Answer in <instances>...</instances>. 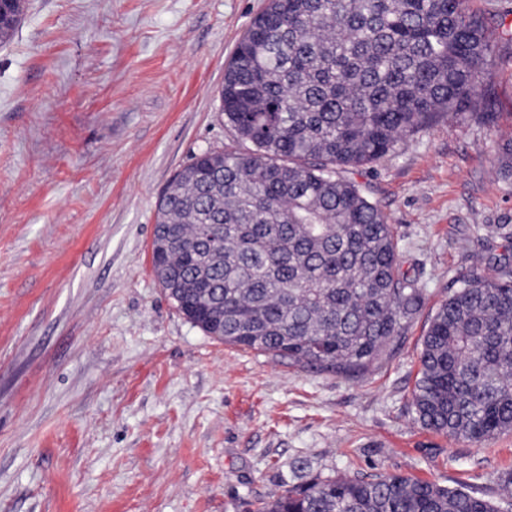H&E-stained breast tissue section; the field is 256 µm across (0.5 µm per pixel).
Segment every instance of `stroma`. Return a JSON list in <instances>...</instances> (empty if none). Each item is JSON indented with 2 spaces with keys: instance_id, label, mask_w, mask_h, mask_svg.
<instances>
[{
  "instance_id": "obj_1",
  "label": "stroma",
  "mask_w": 512,
  "mask_h": 512,
  "mask_svg": "<svg viewBox=\"0 0 512 512\" xmlns=\"http://www.w3.org/2000/svg\"><path fill=\"white\" fill-rule=\"evenodd\" d=\"M267 0H28L0 45V512H257L315 477L399 474L496 502L512 431L424 428L422 340L504 243L512 0H472L495 63L473 108L347 170L393 224L424 303L349 376L224 344L152 272L159 196L224 125V65ZM495 115L482 123V112Z\"/></svg>"
}]
</instances>
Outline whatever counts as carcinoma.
<instances>
[{"instance_id":"cac0c4a2","label":"carcinoma","mask_w":512,"mask_h":512,"mask_svg":"<svg viewBox=\"0 0 512 512\" xmlns=\"http://www.w3.org/2000/svg\"><path fill=\"white\" fill-rule=\"evenodd\" d=\"M25 0L0 4L7 43ZM469 0H268L224 67L239 148L195 156L160 199L153 272L215 340L337 374L366 371L403 335L424 291L398 271L393 225L360 168L481 94L494 64ZM512 179V139L498 148ZM463 281L423 337L418 421L456 440L512 430V258ZM259 512H512L401 475L327 476Z\"/></svg>"}]
</instances>
